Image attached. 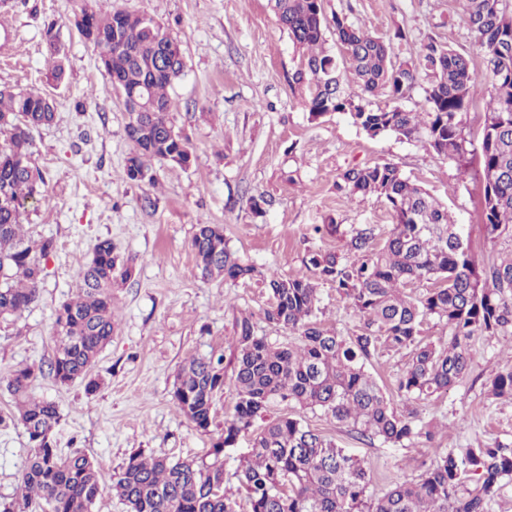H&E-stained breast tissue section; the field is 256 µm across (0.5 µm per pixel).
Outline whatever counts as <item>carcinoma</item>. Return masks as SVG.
<instances>
[{
    "instance_id": "carcinoma-1",
    "label": "carcinoma",
    "mask_w": 512,
    "mask_h": 512,
    "mask_svg": "<svg viewBox=\"0 0 512 512\" xmlns=\"http://www.w3.org/2000/svg\"><path fill=\"white\" fill-rule=\"evenodd\" d=\"M277 20L299 54L291 88L314 118L347 112L367 135L393 133L421 143L435 153L463 163L466 138L460 115L482 83L495 93L482 128L484 195L482 223L487 238L505 252L477 259L468 238L448 208L422 186L404 177L393 163L352 167L340 174L338 190L349 196L373 194L385 201L393 227L373 246L374 229L354 228L343 251H311L308 277H283L242 262L228 247L221 224H200L191 239L202 277L237 281L256 279L269 293L267 322L294 335L273 344L255 332L252 316L235 318L232 380L236 401L224 433L208 460L172 461L166 457L129 455L112 477L111 492L128 512H237L235 494L224 485V458L241 434L254 426L269 405L293 401L320 410L351 427L363 440L394 447L430 442L431 424L418 425L404 413L367 371L381 350L409 351L410 360L397 380L407 404L435 401L467 377L479 339L512 332V0H462L464 19L482 66L447 43L430 39L410 61L393 59L392 43L356 28L344 14L327 16L324 0H269ZM82 37L100 36L92 44L106 79L124 85L127 94L148 88L153 111L136 112L123 103L124 132L132 149L125 175L133 182H153V163L187 167L189 142L171 121V88L183 75L179 41L164 26L145 27L134 12L93 0L92 10L75 21ZM45 30L52 80L59 83L65 65L53 34ZM332 31L340 55L326 50ZM348 61L362 90L382 94L391 104L370 107L347 93L339 79L338 58ZM426 111L413 112L405 100L420 72ZM56 116L48 95L0 86V319L21 315L39 298L44 267L53 242L28 238L25 203L42 196L45 178L33 162L32 130L51 125ZM133 260L112 240L100 239L92 256L80 263L76 298L54 310V352L45 365L26 366L8 380L17 413L0 424L22 426L29 451L21 477V496L1 503L0 512H91L102 493L99 464L80 451L62 454L52 433L61 419L56 403L29 396L38 377L84 384L95 394L100 382L91 369L112 341L115 319L112 289L130 280ZM432 287L418 297L405 294L412 283ZM330 282L363 321L357 332L342 336L313 320L320 302L318 285ZM434 319L444 336L422 337ZM486 396L512 401V366L484 384ZM224 393V357L194 356L181 365L173 401L196 428L207 430L215 402ZM236 474L249 512H489L512 482V451L481 444L460 462L451 453L438 457L419 478L393 484L371 498L372 477L333 440L290 416L265 422L239 457Z\"/></svg>"
}]
</instances>
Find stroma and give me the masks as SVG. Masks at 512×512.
Returning a JSON list of instances; mask_svg holds the SVG:
<instances>
[{
  "label": "stroma",
  "mask_w": 512,
  "mask_h": 512,
  "mask_svg": "<svg viewBox=\"0 0 512 512\" xmlns=\"http://www.w3.org/2000/svg\"><path fill=\"white\" fill-rule=\"evenodd\" d=\"M113 7L147 13L181 43L186 63L170 96L172 122L189 140V167L155 166L154 183L126 179L130 151L126 114L103 77L90 44L78 34L74 15L80 0H9L0 4V27L11 33L0 44V84L50 94L56 120L34 131V160L46 178L43 198L27 205L24 223L32 240L53 239L43 261L35 302L11 324L0 322V417L15 411L6 382L23 366L53 354V312L78 291L77 266L97 240L112 239L132 257L133 277L112 291L117 328L94 367L101 387L87 395L81 384L60 386L49 376L31 386L55 402L61 420L54 441L62 452L81 450L98 458L110 482L129 454L173 460L207 455L224 430L235 403L225 382L208 430L197 429L172 399L179 366L193 356L231 355L234 320L250 314L257 335L284 344L288 330L269 324L265 288L253 280L202 278L191 250L200 224H220L230 248L244 262L288 277H305L308 252L343 249L344 232L374 226L385 238L393 217L373 195L347 196L336 183L353 166L397 164L410 180L447 205L469 234L471 250L493 251L480 219L484 193L481 128L492 84H484L462 115L466 172L420 143L392 133L368 136L349 114L312 118L289 80L298 53L280 27L268 0H112ZM326 13L347 14L356 27L392 40L397 60L433 38L476 55L457 0H324ZM53 25L67 56L62 82L48 81L46 25ZM265 196L263 216L248 208ZM342 232H320L328 220ZM316 319L347 336L362 321L334 285L320 287ZM512 364V335L482 339L474 347L469 376L429 405L418 420L442 428L427 444L393 448L357 439L349 427L322 411L292 403L271 406L270 415H294L333 439L370 470L371 497L392 483L411 481L436 454L465 459L476 443L512 447V404L487 401L484 383ZM28 438L18 425L0 426V502L11 501L20 482Z\"/></svg>",
  "instance_id": "35a3bbf8"
}]
</instances>
